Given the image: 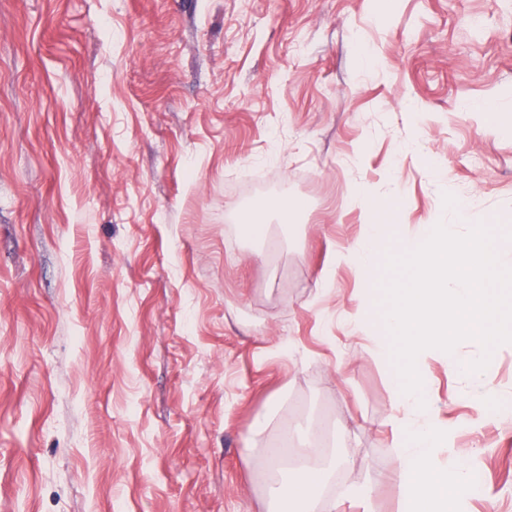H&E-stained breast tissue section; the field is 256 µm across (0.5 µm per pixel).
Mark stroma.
Here are the masks:
<instances>
[{"instance_id":"stroma-1","label":"stroma","mask_w":512,"mask_h":512,"mask_svg":"<svg viewBox=\"0 0 512 512\" xmlns=\"http://www.w3.org/2000/svg\"><path fill=\"white\" fill-rule=\"evenodd\" d=\"M361 186L408 237L512 226V0H0V512H267L286 424L342 459L340 512H403L336 260ZM481 352L429 354V396L461 512H512V343L483 399Z\"/></svg>"}]
</instances>
